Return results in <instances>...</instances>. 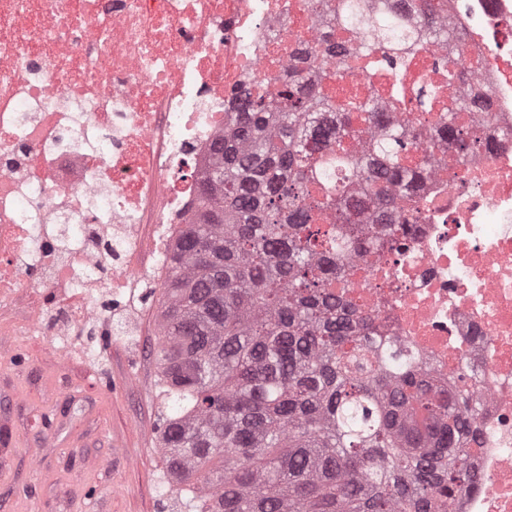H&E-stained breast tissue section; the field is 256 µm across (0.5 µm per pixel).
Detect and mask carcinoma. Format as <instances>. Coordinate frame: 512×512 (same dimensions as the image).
<instances>
[{"instance_id":"cac0c4a2","label":"carcinoma","mask_w":512,"mask_h":512,"mask_svg":"<svg viewBox=\"0 0 512 512\" xmlns=\"http://www.w3.org/2000/svg\"><path fill=\"white\" fill-rule=\"evenodd\" d=\"M409 8L421 28L339 0L336 27L399 68L441 34L427 0ZM317 56L241 94L199 171L160 289V447L189 512H448L477 480L470 397L349 298L366 257L410 247L413 123L333 101ZM468 111L437 114L430 152L475 146Z\"/></svg>"}]
</instances>
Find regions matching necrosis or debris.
I'll return each instance as SVG.
<instances>
[{
  "label": "necrosis or debris",
  "mask_w": 512,
  "mask_h": 512,
  "mask_svg": "<svg viewBox=\"0 0 512 512\" xmlns=\"http://www.w3.org/2000/svg\"><path fill=\"white\" fill-rule=\"evenodd\" d=\"M429 5L449 37L404 68L322 59L334 99L380 100L425 140L449 102L473 103L476 146L432 157L413 244L362 263L351 297L476 393L479 480L451 512H512V0ZM322 36L305 0H0V304L32 301L0 335L69 361L103 294L138 285L144 225L165 253L191 221L236 96Z\"/></svg>",
  "instance_id": "1"
}]
</instances>
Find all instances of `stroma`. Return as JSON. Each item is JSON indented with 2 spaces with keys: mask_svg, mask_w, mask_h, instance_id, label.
Segmentation results:
<instances>
[{
  "mask_svg": "<svg viewBox=\"0 0 512 512\" xmlns=\"http://www.w3.org/2000/svg\"><path fill=\"white\" fill-rule=\"evenodd\" d=\"M145 294L108 306L73 364L42 337L0 335V416L19 441L0 467V512H178L158 447L160 304Z\"/></svg>",
  "mask_w": 512,
  "mask_h": 512,
  "instance_id": "obj_1",
  "label": "stroma"
}]
</instances>
